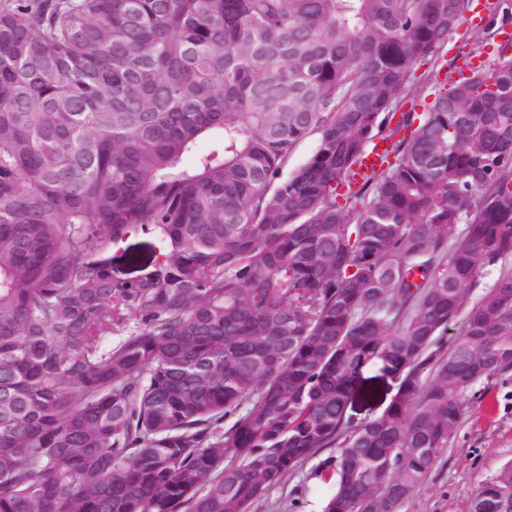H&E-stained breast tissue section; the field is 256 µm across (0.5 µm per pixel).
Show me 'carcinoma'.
<instances>
[{
    "mask_svg": "<svg viewBox=\"0 0 512 512\" xmlns=\"http://www.w3.org/2000/svg\"><path fill=\"white\" fill-rule=\"evenodd\" d=\"M468 6L0 12V512H250L325 448L322 512H400L512 369V272L460 316L512 256V55L404 110ZM511 21L495 0L488 26ZM139 229L160 247L119 276ZM376 364L397 392L353 426ZM501 504L512 462L470 512ZM158 245L156 239L150 234H145L140 229L137 232L129 234L122 240L116 241L112 245V267L117 275L127 273L130 269L125 265L124 256L127 251L140 250L142 252L148 251V245Z\"/></svg>",
    "mask_w": 512,
    "mask_h": 512,
    "instance_id": "cac0c4a2",
    "label": "carcinoma"
}]
</instances>
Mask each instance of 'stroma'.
I'll return each mask as SVG.
<instances>
[{
	"mask_svg": "<svg viewBox=\"0 0 512 512\" xmlns=\"http://www.w3.org/2000/svg\"><path fill=\"white\" fill-rule=\"evenodd\" d=\"M487 0H473L476 21L463 23L431 62L415 71L413 80L422 95L446 86L445 79L472 55L492 58L493 40L487 39L482 19ZM397 391L393 377L380 366L364 370L348 413L353 423L379 417ZM312 457L252 506V512H321L331 487ZM512 462V370L478 382L466 396L465 411L448 450L400 512H468L477 487Z\"/></svg>",
	"mask_w": 512,
	"mask_h": 512,
	"instance_id": "35a3bbf8",
	"label": "stroma"
}]
</instances>
